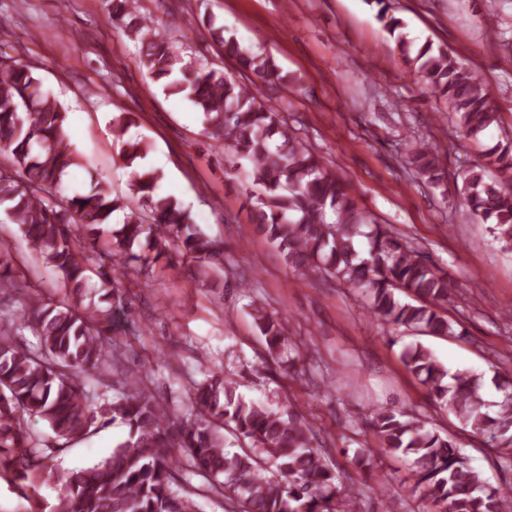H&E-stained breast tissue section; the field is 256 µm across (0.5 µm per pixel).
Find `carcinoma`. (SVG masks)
<instances>
[{"label": "carcinoma", "instance_id": "obj_1", "mask_svg": "<svg viewBox=\"0 0 512 512\" xmlns=\"http://www.w3.org/2000/svg\"><path fill=\"white\" fill-rule=\"evenodd\" d=\"M112 23L139 42L138 56L168 95H181L202 114L203 131L224 141L226 161L246 162L256 187L252 223L264 232L288 265L302 273L328 274L367 300L368 313L395 330L441 338L463 335L448 317L458 294L448 272L392 228L378 223L350 194L348 184L288 124L282 109L265 102L262 87L294 89L273 58L224 36L211 19L186 23L207 28L215 44L239 66L241 81L202 60H185L169 30L141 11L139 0H106ZM377 18L395 37L408 64L448 105L457 128L476 137L499 122L485 85L454 54L426 41L410 56L387 0H373ZM66 120L57 100L42 89L32 66L0 53V209L26 238L31 260L51 269L76 296L43 301L26 266L14 263L0 245V296L25 298L21 313L0 326V478L43 512L39 489L58 487L52 512H196L194 497L214 492L229 512H355L360 489L340 494V474L315 443L302 413L274 410L246 400L238 380L213 370L196 384L187 407L171 408L152 393L146 365L121 370V320L130 314L127 289L103 258L122 267H150L180 257L197 265L198 280L224 269V245L190 222L182 203L159 192L156 171L145 165L151 144L126 137L132 121L112 117L120 155L133 169L130 194L113 193L98 180L72 196L62 188L67 169L80 167L77 150L62 135ZM404 162L422 178L440 184L444 171L435 147L421 140L407 146ZM512 172V138L485 148L482 158L462 170V195L476 219L494 225L497 238L512 244V183L488 178L491 168ZM369 240L359 257L355 240ZM99 303L83 304L92 280ZM251 316L272 359L290 340L287 325L254 305ZM30 329L35 347L16 343ZM401 361L430 400L453 417L459 429L491 442L512 466V372L495 376L498 400L486 398L485 376L451 373L421 343L405 346ZM119 372L121 391L96 402L85 377ZM38 420L57 437L82 440L92 428L114 423L125 435L105 460L61 474L47 464ZM367 429L377 453L411 459L412 492L432 505L430 512H512V498L499 495L453 437L427 427L418 417L373 409ZM242 444L228 449L227 436ZM205 479L202 487L177 484V472Z\"/></svg>", "mask_w": 512, "mask_h": 512}]
</instances>
